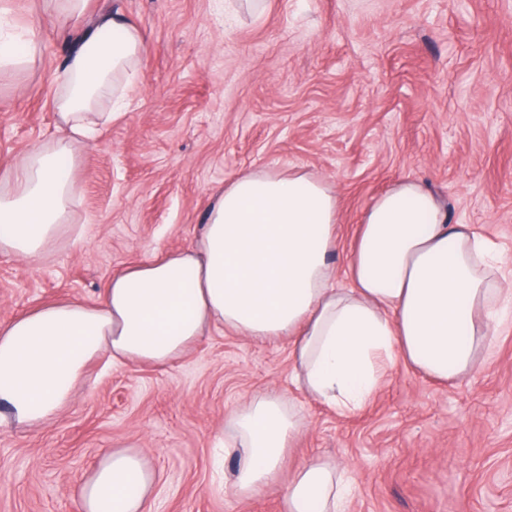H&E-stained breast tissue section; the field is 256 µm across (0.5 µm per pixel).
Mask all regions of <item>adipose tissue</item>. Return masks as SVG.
<instances>
[{"label":"adipose tissue","mask_w":512,"mask_h":512,"mask_svg":"<svg viewBox=\"0 0 512 512\" xmlns=\"http://www.w3.org/2000/svg\"><path fill=\"white\" fill-rule=\"evenodd\" d=\"M44 4L85 29L53 99L67 137L0 174V224L8 227L0 254L26 259L47 256L79 193L62 159L111 123L103 100L124 108L123 89L144 47L140 29L123 16H90V0ZM338 222L336 193L303 170L239 173L207 206L196 245L115 273L97 305L54 302L0 323L5 424L51 421L101 353L116 364L164 367L218 327L290 337L294 384L341 413L363 407L382 364L397 357L440 381L467 376L512 310L496 244L452 223L440 200L409 178L364 211L341 272L330 259ZM340 273L346 286L336 283ZM226 419L227 445L239 454L234 492L276 485L299 415L283 395L264 392ZM155 481L137 454L106 452L79 486L82 512H147ZM346 497L335 470L310 461L294 470L284 512H342Z\"/></svg>","instance_id":"ef3b65f1"}]
</instances>
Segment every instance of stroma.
<instances>
[{
  "label": "stroma",
  "mask_w": 512,
  "mask_h": 512,
  "mask_svg": "<svg viewBox=\"0 0 512 512\" xmlns=\"http://www.w3.org/2000/svg\"><path fill=\"white\" fill-rule=\"evenodd\" d=\"M144 37L125 114L76 145L81 188L46 259L0 255V322L98 301L114 272L194 243L238 173L302 168L340 200L350 247L399 179L500 246L512 271V0H92ZM40 56L0 72V164L61 137L50 100L80 28L43 0H0V32ZM287 337L211 332L169 366L91 362L50 423L0 426V512H79L82 476L128 447L157 484L150 512H283L293 468L349 482L347 512H512V320L471 375L442 384L394 359L361 410L338 415L292 384ZM275 391L302 427L278 485L229 487L226 411Z\"/></svg>",
  "instance_id": "obj_1"
}]
</instances>
